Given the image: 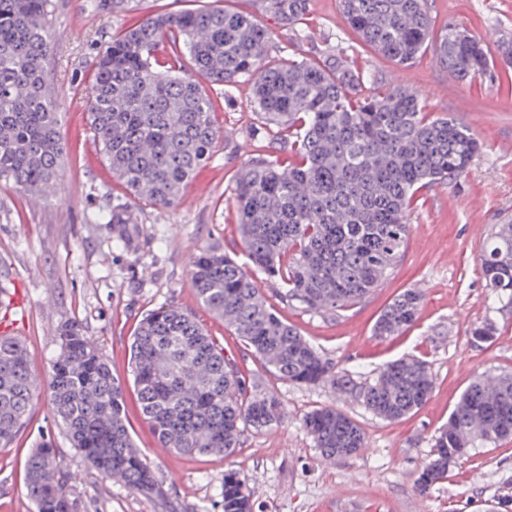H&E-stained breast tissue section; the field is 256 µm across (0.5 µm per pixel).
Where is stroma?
Returning <instances> with one entry per match:
<instances>
[{
  "label": "stroma",
  "mask_w": 512,
  "mask_h": 512,
  "mask_svg": "<svg viewBox=\"0 0 512 512\" xmlns=\"http://www.w3.org/2000/svg\"><path fill=\"white\" fill-rule=\"evenodd\" d=\"M93 0H55L51 92L60 114L64 160L50 195H22L0 182V286L26 300L18 335L31 367L45 378L59 351L56 329L81 324L100 344L112 373L126 384L127 423L137 447L163 483L158 501L129 492L89 469L56 426L48 391H41L26 427L0 448V512H33L24 463L30 449L52 439L75 476L76 512H222L225 470L238 472L253 512H512V439L470 449L427 494L416 479L434 453V440L456 399L475 377L512 373V299L492 297L479 254L497 225L512 222V89L503 65L461 82L433 51L408 66L382 58L347 34L338 0H309L301 35L279 30L272 56L305 60L343 54L376 88L415 92L425 112L452 116L482 144L468 173L422 189L414 203L407 247L384 283L339 312L287 304L278 282L261 280L268 303L318 351L340 368L373 379L386 363L418 356L431 366L434 388L412 416L381 420L356 398L324 381L288 382L270 372L222 320L201 310L188 262L205 245H220L239 263L241 246L231 188L252 158H288L287 141L266 137L252 107V87L241 81L214 95L219 136L210 159L174 208L134 200L115 182L99 152L89 151L87 89L100 49L127 16L99 13ZM437 28L456 26L485 41L492 53L512 46V0H432ZM122 203L130 243L115 247L113 225L89 218L105 198ZM416 288L424 301L415 324L402 335L374 336L380 311L399 292ZM174 304L194 311L209 334L235 360L247 380L282 402L285 423L246 430L232 456L190 458L160 448L130 386L132 333L153 308ZM496 328L493 341L473 342L475 325ZM318 407H333L364 431L358 455H322L302 426Z\"/></svg>",
  "instance_id": "35a3bbf8"
}]
</instances>
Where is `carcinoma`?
I'll return each instance as SVG.
<instances>
[{"label":"carcinoma","mask_w":512,"mask_h":512,"mask_svg":"<svg viewBox=\"0 0 512 512\" xmlns=\"http://www.w3.org/2000/svg\"><path fill=\"white\" fill-rule=\"evenodd\" d=\"M139 0H95L106 13L137 10ZM276 25L295 29L308 0H255ZM53 0H0V181L20 194H48L63 158L58 112L47 79L54 33ZM346 27L398 64L433 47L458 80L493 64L487 45L449 26L434 31L429 0H340ZM272 27L249 10L211 7L133 17L97 55L88 88L89 130L103 160L130 195L173 207L209 159L217 129L203 83L252 84L253 108L276 139L288 132L290 160L256 157L236 176L230 199L251 269L215 246L189 263L200 307L237 336L282 379H330L354 392L377 416L396 421L422 407L434 385L429 363L402 358L362 385L334 369L267 304L257 271L282 286V298L307 310L350 307L379 287L401 258L419 189L463 175L481 149L453 117L432 118L416 94L377 91L346 56L277 62ZM95 224H122L108 204ZM480 267L490 294L512 296V224H500ZM422 293L406 289L384 308L380 337L417 320ZM59 352L48 374L53 419L83 462L146 497L166 490L127 427L122 382L77 322L57 328ZM131 373L140 411L162 448L189 457L229 456L242 432L282 422L278 397L247 381L193 313L172 304L147 313L131 342ZM41 390L25 344L0 335V447L27 423ZM303 427L328 457H350L364 434L330 407L310 411ZM512 437V376L477 379L463 392L421 470L425 494L478 444ZM73 477L49 442L25 462L34 512H75ZM223 512H252L236 471H224Z\"/></svg>","instance_id":"1"}]
</instances>
